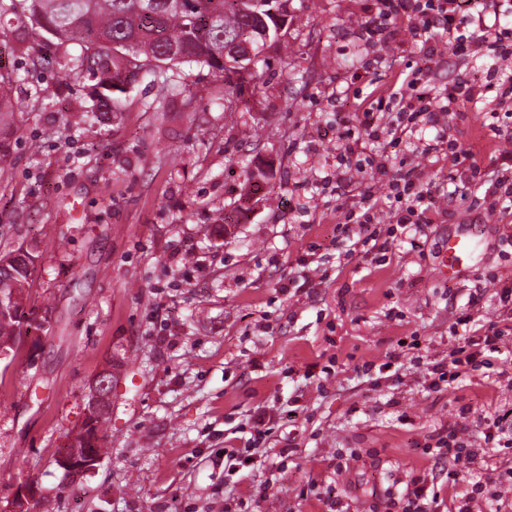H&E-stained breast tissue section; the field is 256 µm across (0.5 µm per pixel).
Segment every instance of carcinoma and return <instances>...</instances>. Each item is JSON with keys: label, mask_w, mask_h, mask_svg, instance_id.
<instances>
[{"label": "carcinoma", "mask_w": 512, "mask_h": 512, "mask_svg": "<svg viewBox=\"0 0 512 512\" xmlns=\"http://www.w3.org/2000/svg\"><path fill=\"white\" fill-rule=\"evenodd\" d=\"M2 15L17 19L34 47L51 41L80 47L70 70L100 73L90 112L106 119L123 111L127 87L140 73L160 87L159 95L143 103L146 112L159 111L167 96L180 91L178 69L185 64L206 66L233 86L224 41L251 39L252 25L237 0H0ZM13 85L12 73L0 71V112L21 109ZM35 258L27 250L0 255V348L10 349L12 360Z\"/></svg>", "instance_id": "1"}]
</instances>
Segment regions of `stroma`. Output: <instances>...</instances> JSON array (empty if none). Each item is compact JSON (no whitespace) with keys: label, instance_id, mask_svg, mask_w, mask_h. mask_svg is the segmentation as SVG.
<instances>
[{"label":"stroma","instance_id":"stroma-1","mask_svg":"<svg viewBox=\"0 0 512 512\" xmlns=\"http://www.w3.org/2000/svg\"><path fill=\"white\" fill-rule=\"evenodd\" d=\"M371 7L290 0L280 41L233 95L211 69L187 64L162 111L141 110L158 92L141 76L126 112L68 132L63 122L90 105L97 72L69 75L74 45L43 47L32 64L16 20L0 18L14 31L0 42V65L24 101L0 114L11 133L0 253L38 254L28 308L46 319L0 372V501L31 483L51 512H324L330 494L346 512H370L414 476L445 481L448 462L422 451L431 435L480 438L485 417L512 406L510 336L492 370L424 388L425 363L458 344V316L486 329L502 318L499 291L512 288V212L489 211L448 157L452 144L470 152L492 184L512 152V116L496 132L485 124L486 60L444 41L425 58L406 30L366 42ZM423 65L437 92L461 83L472 101L417 116L396 146L371 140L364 109ZM410 170L438 216L391 236L384 200ZM366 198L381 202L379 251L357 248L365 232L346 221ZM463 228L485 248L457 278H439L448 237ZM414 341L424 364L384 370ZM107 361L110 453L71 480L56 458ZM311 363L321 370L309 378ZM260 410L273 413L274 432L259 447L263 467L240 482L224 450ZM476 474L499 485L479 459L453 495L470 493ZM499 487L474 512H507L512 486Z\"/></svg>","mask_w":512,"mask_h":512}]
</instances>
